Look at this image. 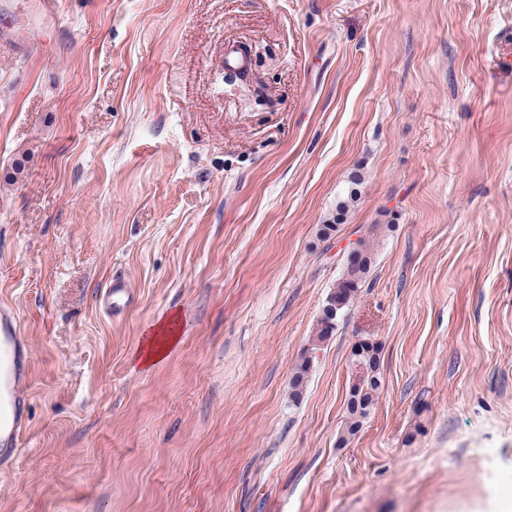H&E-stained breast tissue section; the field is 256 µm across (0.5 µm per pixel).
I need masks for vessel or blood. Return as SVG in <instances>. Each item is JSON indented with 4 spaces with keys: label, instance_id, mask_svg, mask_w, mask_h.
<instances>
[{
    "label": "vessel or blood",
    "instance_id": "vessel-or-blood-1",
    "mask_svg": "<svg viewBox=\"0 0 512 512\" xmlns=\"http://www.w3.org/2000/svg\"><path fill=\"white\" fill-rule=\"evenodd\" d=\"M132 300L124 279H112L101 297L105 312L127 307ZM29 346L14 311L0 304V467L18 458L29 420L26 394Z\"/></svg>",
    "mask_w": 512,
    "mask_h": 512
}]
</instances>
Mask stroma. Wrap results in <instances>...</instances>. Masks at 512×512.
<instances>
[{
    "label": "stroma",
    "instance_id": "obj_1",
    "mask_svg": "<svg viewBox=\"0 0 512 512\" xmlns=\"http://www.w3.org/2000/svg\"><path fill=\"white\" fill-rule=\"evenodd\" d=\"M60 9L0 0V302L31 353L0 512H503L512 0ZM373 224L370 275L312 346ZM115 276L134 302L110 316ZM366 342L382 385L343 445ZM177 323L174 316L165 321H160L152 326L149 335L144 336L145 341L134 355V362L140 367L150 368L163 360L173 349L178 336L174 332L173 325Z\"/></svg>",
    "mask_w": 512,
    "mask_h": 512
}]
</instances>
